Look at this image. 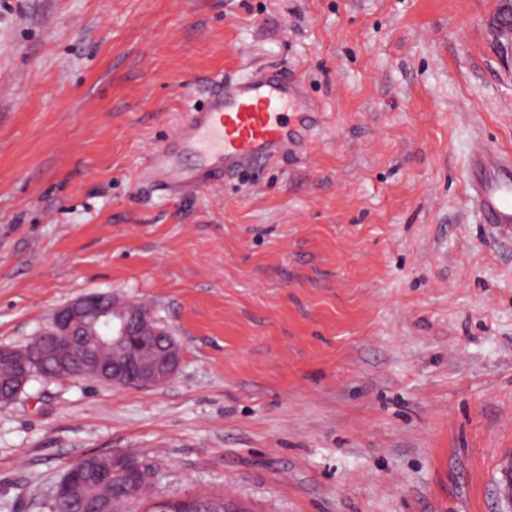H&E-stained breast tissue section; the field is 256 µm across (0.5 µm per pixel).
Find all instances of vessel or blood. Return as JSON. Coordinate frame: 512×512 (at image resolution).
Returning <instances> with one entry per match:
<instances>
[{
    "mask_svg": "<svg viewBox=\"0 0 512 512\" xmlns=\"http://www.w3.org/2000/svg\"><path fill=\"white\" fill-rule=\"evenodd\" d=\"M321 106L303 84L279 72H257L220 81L205 106L188 113L173 139L152 153L144 177L159 189L196 190L229 174L295 151L305 141L307 124ZM204 164L181 169L183 153ZM471 190L486 223L512 233V159L478 145L469 159Z\"/></svg>",
    "mask_w": 512,
    "mask_h": 512,
    "instance_id": "b4317fda",
    "label": "vessel or blood"
}]
</instances>
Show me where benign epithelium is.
I'll use <instances>...</instances> for the list:
<instances>
[{"instance_id": "obj_1", "label": "benign epithelium", "mask_w": 512, "mask_h": 512, "mask_svg": "<svg viewBox=\"0 0 512 512\" xmlns=\"http://www.w3.org/2000/svg\"><path fill=\"white\" fill-rule=\"evenodd\" d=\"M500 58L512 64V0H500V9L489 21ZM151 318L144 309L127 302L117 307L99 293L89 294L59 307L49 324L39 335L54 342L63 336L97 335L95 327L115 336L113 342L132 343L137 330L155 331ZM61 361L83 372H92L102 380H112V385L135 382L142 387L159 385L172 378L181 364V353L175 347L162 352L155 360L146 362L132 354L118 359L110 366H102L90 359L65 353Z\"/></svg>"}]
</instances>
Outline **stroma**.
I'll return each mask as SVG.
<instances>
[{
	"label": "stroma",
	"mask_w": 512,
	"mask_h": 512,
	"mask_svg": "<svg viewBox=\"0 0 512 512\" xmlns=\"http://www.w3.org/2000/svg\"><path fill=\"white\" fill-rule=\"evenodd\" d=\"M497 0H0V346L89 293L182 354L153 387L35 380L0 405V512L83 456L155 464L136 512H512V156ZM282 68L306 148L173 198L142 178L215 76ZM471 190L486 224L512 233V159L477 145L469 159Z\"/></svg>",
	"instance_id": "obj_1"
}]
</instances>
